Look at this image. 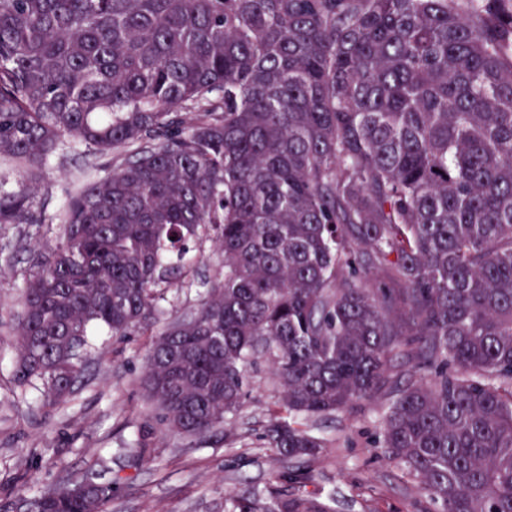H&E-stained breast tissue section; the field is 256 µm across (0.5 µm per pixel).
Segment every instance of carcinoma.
<instances>
[{"mask_svg": "<svg viewBox=\"0 0 512 512\" xmlns=\"http://www.w3.org/2000/svg\"><path fill=\"white\" fill-rule=\"evenodd\" d=\"M101 157L63 210L0 180V225H62L26 280L15 381L65 398L75 348L162 324L141 385L159 427H224L268 364L264 446L384 401L377 437L435 512H512V0H0V165L64 137ZM222 280L166 321L199 234ZM292 468L224 512H332ZM86 475L31 512H108Z\"/></svg>", "mask_w": 512, "mask_h": 512, "instance_id": "obj_1", "label": "carcinoma"}]
</instances>
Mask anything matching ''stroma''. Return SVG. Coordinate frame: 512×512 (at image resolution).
<instances>
[{
    "label": "stroma",
    "mask_w": 512,
    "mask_h": 512,
    "mask_svg": "<svg viewBox=\"0 0 512 512\" xmlns=\"http://www.w3.org/2000/svg\"><path fill=\"white\" fill-rule=\"evenodd\" d=\"M105 164L86 147L67 142L46 165L22 168L20 176L40 184L38 200L52 216L64 207L81 170ZM58 235V224L49 222L0 228V506L87 472L104 480L124 478L125 488L109 512H224L225 493L243 487L265 491L287 468L260 441L279 396L265 362L253 369V391L229 419L232 441L214 434L185 440L159 433L152 464L140 470L131 467L129 454L149 423L140 377L150 333L97 337L84 378L63 403H47L40 386H16L13 329L20 298ZM188 248L194 276L166 293L163 306L171 316L194 308L219 269L208 239L190 241ZM381 414L380 402L362 401L317 422L315 432L327 446L307 463L313 474L308 491L334 496L336 512H431L416 484L374 446Z\"/></svg>",
    "instance_id": "35a3bbf8"
}]
</instances>
